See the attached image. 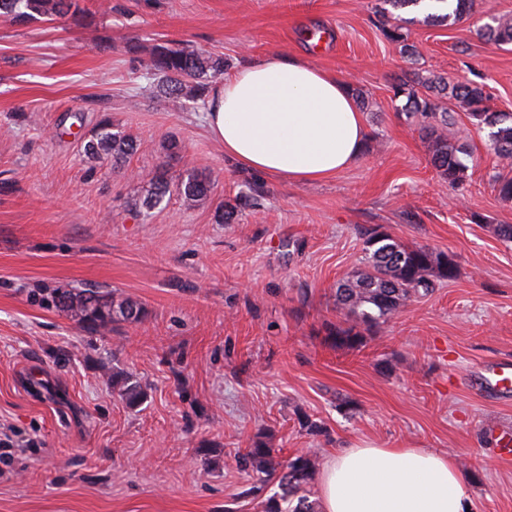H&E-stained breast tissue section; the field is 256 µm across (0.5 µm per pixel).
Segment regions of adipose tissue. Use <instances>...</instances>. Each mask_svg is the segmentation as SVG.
<instances>
[{
	"label": "adipose tissue",
	"mask_w": 512,
	"mask_h": 512,
	"mask_svg": "<svg viewBox=\"0 0 512 512\" xmlns=\"http://www.w3.org/2000/svg\"><path fill=\"white\" fill-rule=\"evenodd\" d=\"M209 134L239 166L325 181L360 157L366 129L345 81L299 59L255 57L213 87ZM322 512H467L454 459L424 448H340L318 484Z\"/></svg>",
	"instance_id": "adipose-tissue-1"
}]
</instances>
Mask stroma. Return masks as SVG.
Returning <instances> with one entry per match:
<instances>
[{
	"instance_id": "1",
	"label": "stroma",
	"mask_w": 512,
	"mask_h": 512,
	"mask_svg": "<svg viewBox=\"0 0 512 512\" xmlns=\"http://www.w3.org/2000/svg\"><path fill=\"white\" fill-rule=\"evenodd\" d=\"M80 25L0 18V512H262L277 486L234 459L260 433L291 456L339 448H425L453 455L472 512H512V397L478 391L475 372L512 361V224L485 132L457 112L472 154L448 188L430 163L399 83L484 86L512 113V46L478 31L512 19V0H475L456 24L407 18V44L377 27L379 0H110ZM298 58L355 90L361 157L330 180L297 184L225 157L208 103L148 95L145 48ZM136 150L115 167L84 145L101 119ZM181 146L168 156V141ZM198 170L210 196L147 211L148 175ZM254 197L231 224L225 202ZM452 255L453 280L407 302L357 348L336 286L366 265L371 230ZM96 288L146 315L82 328L48 303ZM147 398L132 407L112 373ZM319 425L310 432L309 423Z\"/></svg>"
}]
</instances>
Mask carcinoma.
Segmentation results:
<instances>
[{
	"instance_id": "1",
	"label": "carcinoma",
	"mask_w": 512,
	"mask_h": 512,
	"mask_svg": "<svg viewBox=\"0 0 512 512\" xmlns=\"http://www.w3.org/2000/svg\"><path fill=\"white\" fill-rule=\"evenodd\" d=\"M380 10L383 35L390 41L403 44L404 51L413 52L407 44L402 24L406 19L391 18L389 8L403 9L418 6L424 0H381ZM445 4L446 13L429 14L428 20L452 23L462 21L471 11L473 0H435ZM86 10L79 0H0V17L16 23H25L38 17L48 21L65 20L80 24ZM485 37L501 46L512 44V21L498 19L487 25ZM224 57L187 51L178 47L155 45L147 53L145 69L156 83L158 92L176 98L198 101L206 96L208 79L224 73ZM420 93L404 84L394 87V96L406 97L403 110L409 116L423 119V131L428 139L431 164L443 182L454 186L465 180L470 158L467 149L453 136L454 109L438 111L436 100L445 95L448 102L465 112L471 122L480 129H489L488 137L498 159L494 175L499 197L512 202V113L493 112L483 87L477 83L450 84L442 78L421 83ZM135 150L134 140L120 131H113L112 123H98L92 138L84 147L85 154L102 162H123ZM149 190L142 200L147 210L156 208L172 191H177L188 203L206 199L211 184L207 176L192 170L177 183H172L165 173L156 171L148 180ZM370 250L365 268L342 279L336 288L337 304L346 311L349 324L338 326L329 332V337L338 346L354 348L362 343L360 327H377L389 322L410 298L426 296L434 291L440 280H451L458 273L455 260L442 263L443 253L426 247L405 248L390 235L377 238L372 230L367 239ZM53 303L59 310L70 315L79 324L100 330L120 317L125 321L138 322L145 315V307L132 300L114 304L112 298L93 289L58 288L54 291ZM112 385L131 406L144 399L140 385L130 376L112 374ZM240 466L267 480L278 482L280 493L269 498L264 512H315L309 500L307 487L318 465L313 451L292 457L280 455L262 437L253 440L245 451L237 456Z\"/></svg>"
}]
</instances>
